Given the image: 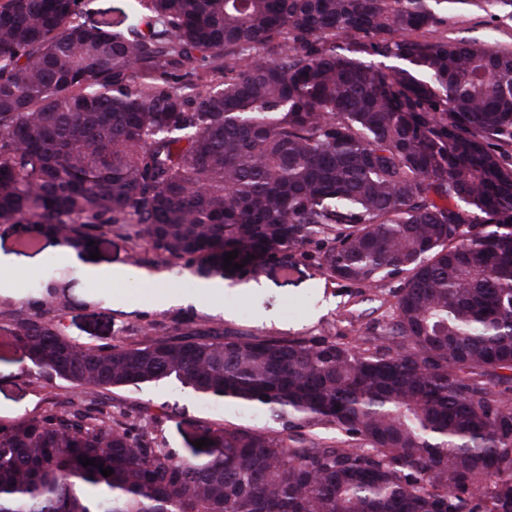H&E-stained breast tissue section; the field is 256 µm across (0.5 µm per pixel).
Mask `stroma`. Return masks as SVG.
<instances>
[{
  "label": "stroma",
  "mask_w": 512,
  "mask_h": 512,
  "mask_svg": "<svg viewBox=\"0 0 512 512\" xmlns=\"http://www.w3.org/2000/svg\"><path fill=\"white\" fill-rule=\"evenodd\" d=\"M447 29L457 39L493 34L500 45L512 48V12L487 0L477 6L449 8ZM325 245V238L318 236L288 251V271L267 266L255 278L262 286L257 292L245 283L224 282L220 271L201 274L185 268L181 261L148 247L132 225L95 241L98 259L84 254L78 263L69 264L58 257L55 243L23 247L16 225L0 224V252L19 260L0 277V308H25L31 289L50 282L62 298L56 324L65 336L84 346L177 336L188 321L197 328L220 329L232 336H322L353 342L376 321L389 317L392 299L380 289L328 277L320 265ZM92 266L119 267L130 275L121 282L92 280L87 276ZM143 271L161 276L182 294L192 296V304L169 308L148 304V288L139 277ZM219 280L224 283L222 293H200L202 284ZM4 324L0 318V423L35 415L56 397L77 405L86 402V395L65 382L49 387L23 374L26 354L4 331ZM105 400L113 414L139 417L146 431L177 450L197 440L195 426L201 422L243 427L269 422L261 414L201 400L173 381L115 389L106 393Z\"/></svg>",
  "instance_id": "1"
}]
</instances>
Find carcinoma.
Wrapping results in <instances>:
<instances>
[{"label":"carcinoma","mask_w":512,"mask_h":512,"mask_svg":"<svg viewBox=\"0 0 512 512\" xmlns=\"http://www.w3.org/2000/svg\"><path fill=\"white\" fill-rule=\"evenodd\" d=\"M467 3L130 0L115 30L0 0V224L34 225L22 246L135 224L188 265L238 251L243 281L323 235L330 277L394 299L360 345L188 325L86 347L32 289L22 373L93 400L0 423V512H512V50L433 36ZM164 380L278 427L200 423L213 444L178 452L94 400Z\"/></svg>","instance_id":"carcinoma-1"}]
</instances>
